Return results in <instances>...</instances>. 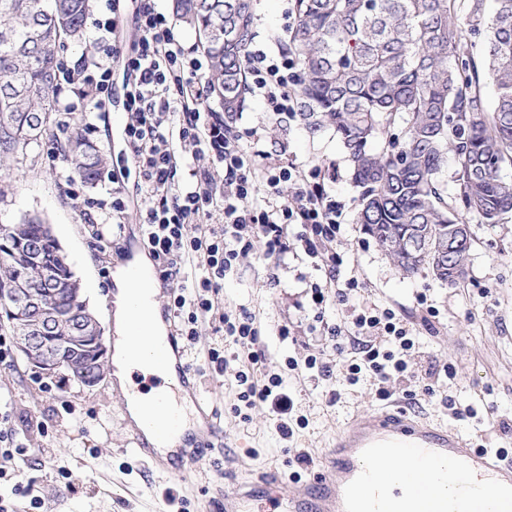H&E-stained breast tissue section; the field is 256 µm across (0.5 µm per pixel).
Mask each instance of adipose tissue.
Instances as JSON below:
<instances>
[{"mask_svg":"<svg viewBox=\"0 0 512 512\" xmlns=\"http://www.w3.org/2000/svg\"><path fill=\"white\" fill-rule=\"evenodd\" d=\"M134 269L119 268L114 275L117 291L114 295V354L113 374L122 392L128 393L127 409L133 420H141L152 404L156 392L135 390L132 372L150 376L161 374L166 382H174L173 371L157 372L146 352L151 337L162 335L164 324L160 318L159 301L153 289L152 269L145 257L134 260Z\"/></svg>","mask_w":512,"mask_h":512,"instance_id":"1","label":"adipose tissue"}]
</instances>
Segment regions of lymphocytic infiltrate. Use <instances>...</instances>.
Here are the masks:
<instances>
[{
	"label": "lymphocytic infiltrate",
	"mask_w": 512,
	"mask_h": 512,
	"mask_svg": "<svg viewBox=\"0 0 512 512\" xmlns=\"http://www.w3.org/2000/svg\"><path fill=\"white\" fill-rule=\"evenodd\" d=\"M135 26L138 41L126 49L113 45L111 54L124 63L125 145L138 170L142 240L171 286L168 307L181 335L191 340L200 325L220 323L246 356L234 374L239 401L248 408L268 405L280 436L292 437L294 403L282 377L261 370L266 352L257 345L261 330L255 315L243 307L219 311L213 296L251 254L255 239H264L265 257L275 267L293 239L316 259L322 273L308 285L315 311L310 332L336 352L350 349L354 355L341 376L314 354L301 361L289 359L288 367L317 380L341 378L351 385L373 378L382 400L393 396L396 382L410 378L418 379L425 393H435L440 371L432 365L414 367L418 336L397 309H356L343 326L324 319L328 297L348 303L360 286L357 277L341 279L343 257L332 249L341 236L344 206L329 191L331 173L319 166L306 170L281 155L245 147L242 135L205 106L199 48L185 44L151 0H141ZM245 64L249 90L267 111L295 116L301 73L296 58L254 43ZM75 82L73 97L60 105L62 112L108 111L113 89L105 60L82 65ZM200 155L208 156V165H197ZM183 167L189 177L181 182L176 175ZM286 183L294 188L288 199L282 196ZM192 224L200 225L199 234H189Z\"/></svg>",
	"instance_id": "1"
}]
</instances>
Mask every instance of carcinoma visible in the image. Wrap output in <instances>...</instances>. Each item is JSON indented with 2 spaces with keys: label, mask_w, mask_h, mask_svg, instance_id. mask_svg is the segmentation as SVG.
<instances>
[{
  "label": "carcinoma",
  "mask_w": 512,
  "mask_h": 512,
  "mask_svg": "<svg viewBox=\"0 0 512 512\" xmlns=\"http://www.w3.org/2000/svg\"><path fill=\"white\" fill-rule=\"evenodd\" d=\"M294 0L281 48L299 61L300 119L312 137L333 132L359 189L357 223L409 275L421 268L455 285L465 278L472 237L466 216L498 224L512 214V0ZM257 0H173L210 64L206 96L233 124L249 94L245 52ZM91 0H0V170H10L47 135L59 87L61 46L83 38ZM488 50L473 55L470 36ZM495 89L494 105L484 95ZM60 149L71 177L94 186L108 162L82 134L64 129ZM453 160L455 196L439 175ZM59 241L38 214L0 224V290L55 279L79 288ZM36 321L55 336L83 307L59 294ZM21 323L0 298V329Z\"/></svg>",
  "instance_id": "obj_1"
}]
</instances>
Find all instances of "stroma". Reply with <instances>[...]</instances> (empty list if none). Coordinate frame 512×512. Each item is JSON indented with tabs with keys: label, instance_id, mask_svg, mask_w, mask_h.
Returning <instances> with one entry per match:
<instances>
[{
	"label": "stroma",
	"instance_id": "35a3bbf8",
	"mask_svg": "<svg viewBox=\"0 0 512 512\" xmlns=\"http://www.w3.org/2000/svg\"><path fill=\"white\" fill-rule=\"evenodd\" d=\"M293 0H258L255 42L273 44L284 34ZM122 99H114L109 112L97 121L90 139L108 157L104 180L96 187L70 184L64 157L54 156L59 128L38 144L29 146L16 171L5 178L9 189L0 200V224H12L23 215L47 219L68 254L102 327L110 325L109 293L116 266L138 249L140 235L135 210H127L123 233L99 237L97 224L104 214L87 206L88 199L106 196V178L123 170L128 190L138 181L134 165L125 154ZM275 118L260 100L248 97L236 125L252 130L248 146L282 154L304 166L329 168L334 179L329 190L345 205L343 235L336 249L344 257L343 277H358L362 284L350 305L328 299L324 316L347 324L351 310L367 305L391 306L409 321L420 323L423 305L436 312L430 330L421 331V364L451 366L454 379H442L435 395H427L415 381L397 382L394 399L408 412L447 423L471 438L475 445L512 449V435L504 434L501 423L512 421V217L497 224L469 216L472 250L466 277L448 286L434 280L423 269L401 277L386 253L367 235L358 222V192L351 182L342 146L332 133L311 137L298 120L283 122L273 131ZM263 244L243 262L224 287L215 294L219 307L250 310L261 328L259 342L266 350L264 371L280 374L291 395L292 414L305 420L295 427L291 439H282L277 420L267 406L235 414L238 389L233 375L238 368L233 357L238 348L214 324H203L188 359L199 370L206 398L216 422L232 437L234 451L257 468L277 467L287 481L285 489L295 492L309 472L297 470L296 450L310 454L315 467H322L336 432L364 413L381 407L373 379L331 389L308 374L289 370L287 358L304 359L322 355L324 362L342 368L347 357L325 348L309 335L307 325L313 312L306 293L307 281L318 278L310 261L286 257L279 270L278 285H271ZM289 327L281 336L280 327ZM223 349L231 362L224 375L203 369L200 355L208 348ZM453 399L458 408L473 407L474 416L452 418L445 404ZM0 410L8 412L23 435L25 454L0 458V499L13 512H29L31 497H40L45 512H156L166 492L176 500L167 512H218L224 489V453L214 450L202 459L190 482L161 473L150 474L126 453L128 431L118 399L112 396V381L103 377L96 386L38 372L20 355L0 363ZM298 471V470H297Z\"/></svg>",
	"mask_w": 512,
	"mask_h": 512
}]
</instances>
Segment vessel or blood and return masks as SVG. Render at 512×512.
<instances>
[{"mask_svg":"<svg viewBox=\"0 0 512 512\" xmlns=\"http://www.w3.org/2000/svg\"><path fill=\"white\" fill-rule=\"evenodd\" d=\"M163 322L165 335L153 344V358L161 367H173L179 393L195 407L197 429L183 432L164 406H155L141 422H128L129 453L149 471L171 473L185 481L205 455L226 447L227 440L201 395V381L186 359L187 346L172 313H165ZM151 432L160 438L178 433L182 441L172 453L162 455L147 440ZM416 448L426 450L435 462L461 466L464 487L482 488L499 504L500 512H512V460L476 448L446 425L411 419L401 407L367 413L341 429L327 465L312 482L286 496L281 493L280 473L255 472L243 462H235L230 468L233 482L224 488V512H450L452 503L442 490L432 488L409 499L392 490V477L380 475L372 467L379 458L407 460Z\"/></svg>","mask_w":512,"mask_h":512,"instance_id":"1","label":"vessel or blood"}]
</instances>
